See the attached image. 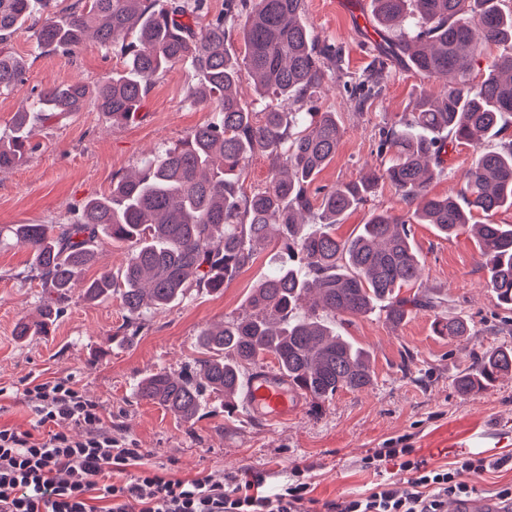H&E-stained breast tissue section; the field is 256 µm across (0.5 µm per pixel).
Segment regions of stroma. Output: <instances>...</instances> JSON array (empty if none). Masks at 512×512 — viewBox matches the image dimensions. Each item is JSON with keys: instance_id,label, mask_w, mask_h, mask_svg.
<instances>
[{"instance_id": "1", "label": "stroma", "mask_w": 512, "mask_h": 512, "mask_svg": "<svg viewBox=\"0 0 512 512\" xmlns=\"http://www.w3.org/2000/svg\"><path fill=\"white\" fill-rule=\"evenodd\" d=\"M370 0H306L303 22L317 41L335 43L341 69L314 95L315 105L335 113L343 137L315 186L333 187L377 170L383 126L412 110L435 80L395 66L381 96L358 106L352 81L366 73L375 39ZM26 62L21 89L0 93V134H8L21 100L31 89L63 82L89 85L121 70V59L88 43L66 57L35 49L31 28L19 29L6 45ZM188 67L179 63L152 81L137 118L112 124L86 105L56 123H35L34 149L14 168L0 172V425L31 429L33 415L23 390L32 378L66 380L112 417V433L144 449L148 462L169 475L246 471L264 474L268 486L284 481L293 467L307 470L318 502L338 501L383 480L397 479L392 464L366 466L387 441L406 439L418 457L439 467L480 442L481 456H512V375L495 387L463 397L452 381L472 367L476 354L512 346V313L500 309L469 234L446 239L428 224L413 227L424 263L420 288L440 294L444 315L468 319L473 335L448 339L432 328L434 314L417 311L401 324L383 313L343 316L346 336L368 352L373 383L341 391L326 402L302 395L285 420L253 416L246 395L225 402L209 392L199 416L181 420L167 408L138 400L137 381L164 370L179 376L207 356L200 332L248 311L250 296L273 266V249L258 253L220 292L190 289L179 303L147 317L139 335L126 336V312L119 296L85 300L74 285L63 313L46 333L20 337L19 321L38 318L41 289L29 280L30 255L16 244L15 224H61L84 203L108 194L113 177L137 170L159 150L179 143L212 117L210 107L191 102ZM394 188L379 182L368 201L348 211L336 226L345 238L356 234L376 210L400 211Z\"/></svg>"}]
</instances>
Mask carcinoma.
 I'll return each instance as SVG.
<instances>
[{
    "label": "carcinoma",
    "mask_w": 512,
    "mask_h": 512,
    "mask_svg": "<svg viewBox=\"0 0 512 512\" xmlns=\"http://www.w3.org/2000/svg\"><path fill=\"white\" fill-rule=\"evenodd\" d=\"M52 4L0 0V46L29 22L44 53L71 56L91 39L123 58L124 66L92 90L73 82L30 91L9 136H0V170L32 150L34 121L80 112L89 99L112 123L133 121L152 78L179 62L190 63L193 102L212 107L213 117L137 174L113 180L112 194L88 200L76 219L12 227L29 251V277L42 288L40 319L18 323L16 335L46 332L103 238L136 247L119 272H102L83 295L97 300L118 293L127 336L189 288L222 290L272 245L275 268L254 289L251 312L201 332L210 357L197 362L193 375L176 379L159 371L137 385L140 399L189 420L201 410L204 392L236 396L243 371L264 355L273 357L289 385L320 402L371 386L368 355L336 332V316H364L379 305L386 320L398 324L414 310L441 307L438 296L402 294L422 274L415 224H430L446 238L473 232L488 287L512 312V225L473 222L476 211L512 208V141L481 149L502 131L503 115L512 114V51L494 58L481 83L470 80L471 63L486 47L512 46V8L504 9L503 0H370L383 42L359 79L364 93L358 106L382 93L390 62L444 84L381 129L385 167L323 190L317 207L310 187L335 156L342 128L336 113L296 105L313 98L339 68L341 52L314 40L301 20L305 0H224L215 14L209 0H73L63 19L52 16ZM237 29L243 32L240 56L229 43ZM243 71L259 96L271 94L278 103L250 111L234 90ZM24 74L23 59L0 49V91L24 84ZM458 143L477 148L459 190L429 195V184L445 172L448 149ZM257 153L270 160L271 177L248 194L245 172ZM381 180L398 194L402 213L374 212L355 236L336 237L340 217L364 203ZM306 300L310 306L302 313ZM433 330L450 338L470 335L462 316L437 314ZM508 374L512 346H501L477 356L453 386L467 396Z\"/></svg>",
    "instance_id": "cac0c4a2"
}]
</instances>
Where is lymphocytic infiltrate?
Returning a JSON list of instances; mask_svg holds the SVG:
<instances>
[{
	"mask_svg": "<svg viewBox=\"0 0 512 512\" xmlns=\"http://www.w3.org/2000/svg\"><path fill=\"white\" fill-rule=\"evenodd\" d=\"M24 398L39 430L0 426V512H307L312 487L300 468L269 496L254 493L258 475L174 478L165 465L143 466L144 451L113 436L99 403L68 381H32ZM62 420L82 437L56 431ZM373 459L393 463L406 480L325 503L324 512H446L449 500L470 497L471 479L512 464L463 457L432 468L405 447L378 449Z\"/></svg>",
	"mask_w": 512,
	"mask_h": 512,
	"instance_id": "lymphocytic-infiltrate-1",
	"label": "lymphocytic infiltrate"
}]
</instances>
